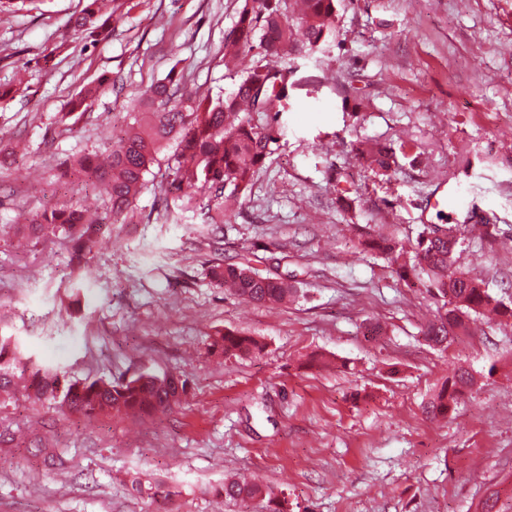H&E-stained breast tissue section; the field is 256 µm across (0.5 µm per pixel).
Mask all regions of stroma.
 Here are the masks:
<instances>
[{
    "label": "stroma",
    "instance_id": "35a3bbf8",
    "mask_svg": "<svg viewBox=\"0 0 512 512\" xmlns=\"http://www.w3.org/2000/svg\"><path fill=\"white\" fill-rule=\"evenodd\" d=\"M87 4L0 13V84L21 86L0 100V336L79 379L171 374L188 392L140 420L0 403V512H266L216 495L241 474L284 491L291 512H483L488 494L512 499V323L479 317L432 348L429 294L357 250L377 230L413 245L442 214L493 224L460 263L512 300V0H340L336 46L298 66L286 134L224 224L174 200L161 210L148 189L76 262L61 236L18 247L17 226L69 199L105 204L60 172L103 150L171 67L188 87L232 89L224 42L239 0H115L97 43L73 27ZM103 77L113 86L92 110L68 115ZM366 138L391 143L390 177L358 157ZM218 260L299 296L245 302L208 277ZM218 328L265 348L224 358L209 347ZM316 353L329 366L312 365ZM459 367L478 384L433 419L426 404Z\"/></svg>",
    "mask_w": 512,
    "mask_h": 512
}]
</instances>
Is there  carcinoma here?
Returning a JSON list of instances; mask_svg holds the SVG:
<instances>
[{
  "label": "carcinoma",
  "instance_id": "obj_1",
  "mask_svg": "<svg viewBox=\"0 0 512 512\" xmlns=\"http://www.w3.org/2000/svg\"><path fill=\"white\" fill-rule=\"evenodd\" d=\"M100 0H90L74 27L96 40L109 36V22L101 19ZM338 0H242L234 28L227 40L251 54L249 67L237 71L231 62L224 67L234 82L231 92L199 98L187 89L182 76L170 70L145 90L131 120L115 137L111 148L98 155L81 157L76 172L88 185L106 181L109 205L95 217L78 203H63L34 214L19 229L35 240L61 233L75 243V257L92 250L98 232L107 224H124L134 203L154 176V167L165 165L163 196L177 194L185 209L197 207V195L206 196L207 224L224 223V207L247 198L255 176L273 154L284 134L281 119L288 111L289 89L294 85L295 63L336 40ZM102 81L82 88L69 103V113L90 110ZM357 154L378 176H387L395 152L385 143L363 140ZM438 236L424 225L415 247L407 249L390 234L377 232L359 242L363 252L384 256L402 280L415 278L436 301L434 319L422 330L431 347L448 346L468 331L473 314H492L511 319L512 304L489 292L482 280L471 277L458 264L465 233L497 235L494 224L466 229L443 224ZM209 277L250 302L278 305L298 295L286 280L262 277L235 264H211ZM224 357L246 356L263 348L254 336L239 331H217L210 343ZM27 378L23 394L40 399L62 393L59 411L93 416L116 411L137 414L165 412L180 404L186 382L176 386L175 376L141 373L127 381L96 379L80 381L26 355L9 337L0 336V397L17 392L16 377ZM475 384L466 369L446 380L427 403L435 417L455 411L460 398ZM224 502L236 504L261 499L269 512H288V500L269 486L245 478L227 480L220 488Z\"/></svg>",
  "mask_w": 512,
  "mask_h": 512
}]
</instances>
